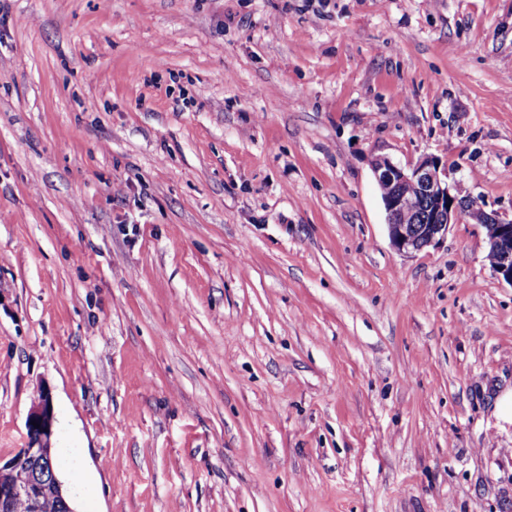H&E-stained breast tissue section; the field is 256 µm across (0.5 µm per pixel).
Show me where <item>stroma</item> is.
<instances>
[{
    "instance_id": "obj_1",
    "label": "stroma",
    "mask_w": 512,
    "mask_h": 512,
    "mask_svg": "<svg viewBox=\"0 0 512 512\" xmlns=\"http://www.w3.org/2000/svg\"><path fill=\"white\" fill-rule=\"evenodd\" d=\"M512 0H0V461L74 512H512ZM372 171L379 189L387 187L381 198L386 214L390 242L401 254L419 252L438 244L448 234L451 224L467 217L485 231L489 246L488 259L495 274L512 285V219L489 214L470 206V198L460 197L456 184L450 180V169L432 157L421 159L412 167H404L390 157L372 161ZM415 185L427 204L419 222L406 224L402 217L412 210L404 188ZM495 253V254H494ZM26 426L28 445L7 464L0 465V511L13 512L16 504L23 501L17 504L16 512H27L26 507L28 512H67L64 504L56 500L65 503L52 465L50 440L54 411L48 392H42L38 404L28 415ZM47 468L50 477H47ZM2 475L7 478L1 479Z\"/></svg>"
}]
</instances>
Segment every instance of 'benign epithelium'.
I'll list each match as a JSON object with an SVG mask.
<instances>
[{"mask_svg": "<svg viewBox=\"0 0 512 512\" xmlns=\"http://www.w3.org/2000/svg\"><path fill=\"white\" fill-rule=\"evenodd\" d=\"M372 171L378 187L388 188L381 198L389 239L398 253L411 254L438 244L448 234L450 225L467 217L481 225L489 251L499 256L493 271L512 285V219L470 206V198L459 196L447 166L425 157L412 167H404L387 156H380L372 161ZM409 184L418 188L427 204L421 221L413 224L402 220L412 210L404 191ZM26 426L28 445L7 464L0 465V512H14L20 501L28 512H41L46 499L63 498L56 477L47 476V470L53 468L50 440L54 411L49 393L41 394Z\"/></svg>", "mask_w": 512, "mask_h": 512, "instance_id": "7a95c632", "label": "benign epithelium"}]
</instances>
